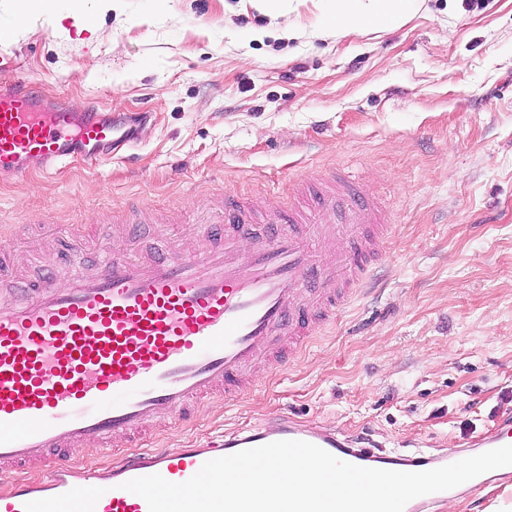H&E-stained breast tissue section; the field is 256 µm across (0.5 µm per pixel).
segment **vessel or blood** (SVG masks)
Masks as SVG:
<instances>
[{
  "label": "vessel or blood",
  "instance_id": "vessel-or-blood-1",
  "mask_svg": "<svg viewBox=\"0 0 512 512\" xmlns=\"http://www.w3.org/2000/svg\"><path fill=\"white\" fill-rule=\"evenodd\" d=\"M122 119L72 112L27 83L0 86V175L22 176L72 158L96 167L129 143ZM315 203H297L256 235L252 204L237 200L199 226L200 249L161 247L129 257L107 251L83 269L77 234L56 237L70 275L19 284L0 296V476L43 472L0 485V512H149L124 482L160 474L179 483L207 461L281 440L315 444L363 467L424 471L456 452L405 456L357 445L347 434L283 417L224 443L153 448L108 464L76 454L115 441L139 443L157 424L193 417L254 385L258 360L280 366L300 353L366 284L388 224L380 203L346 179L323 176ZM512 445V418L468 442L465 453Z\"/></svg>",
  "mask_w": 512,
  "mask_h": 512
}]
</instances>
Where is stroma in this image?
I'll return each mask as SVG.
<instances>
[{"instance_id":"1","label":"stroma","mask_w":512,"mask_h":512,"mask_svg":"<svg viewBox=\"0 0 512 512\" xmlns=\"http://www.w3.org/2000/svg\"><path fill=\"white\" fill-rule=\"evenodd\" d=\"M0 0V84L73 111L137 120L124 159L0 175V251L19 277L66 262L46 225L77 232L84 269L111 248L194 247L192 225L245 199L266 222L296 178L353 176L390 232L362 295L241 398L160 427L192 448L286 415L401 453L459 448L512 415V0H423L389 29L337 25L332 0ZM32 21L13 36L17 13ZM80 11L87 31L61 32ZM110 29L99 42L91 28ZM136 225L126 237V225ZM512 512V481L453 500Z\"/></svg>"}]
</instances>
